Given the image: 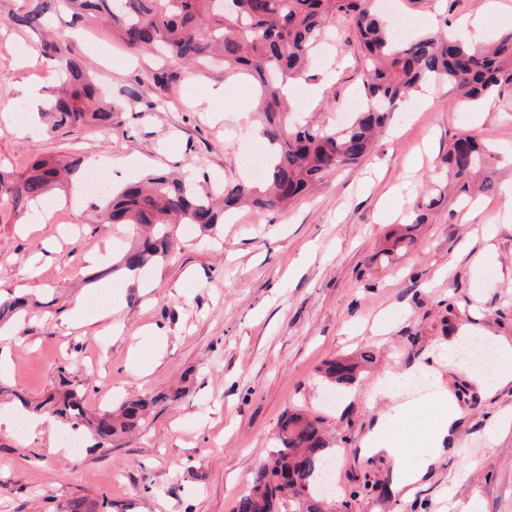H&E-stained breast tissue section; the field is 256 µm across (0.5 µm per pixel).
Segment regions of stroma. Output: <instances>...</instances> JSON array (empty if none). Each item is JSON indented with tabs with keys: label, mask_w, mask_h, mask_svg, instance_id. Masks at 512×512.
Here are the masks:
<instances>
[{
	"label": "stroma",
	"mask_w": 512,
	"mask_h": 512,
	"mask_svg": "<svg viewBox=\"0 0 512 512\" xmlns=\"http://www.w3.org/2000/svg\"><path fill=\"white\" fill-rule=\"evenodd\" d=\"M390 2L413 33L479 13L476 41L512 30V0L489 14L484 0ZM23 6L0 0V114L30 112L21 122L0 117V167L20 173L78 155L116 183L148 172L243 177L244 159L260 145L256 116L243 109L252 85L225 78L220 65L187 68L130 50L90 15L61 12L54 32L111 98L118 121L47 132L30 90H51L57 65L37 53L40 32L15 26ZM165 72L178 75L167 87L155 81ZM363 74L354 29L341 22L292 89L296 117L346 123ZM157 98L167 108L148 110ZM462 134L490 147L499 186L467 210L432 185L446 177L448 143ZM82 189L77 180L51 196L49 221L25 213L0 223V296L41 302L0 328V386L38 402L65 376L92 413L170 386L182 393L106 452L86 432L78 450H61L56 421L32 440L0 430V512H59L77 498L127 512H234L292 409L323 419L336 512H512V384L488 391L461 368L410 371L466 325L512 342V98L463 107L448 85H428L400 104L365 159L285 207L244 208L215 231L182 236L143 278L112 271L131 231L97 224ZM434 196L438 205L416 223ZM103 283L120 300L84 324L74 301ZM366 351L373 361L353 383L321 380L326 362ZM441 389L466 414L450 452L403 494L390 464L360 451L388 436L422 456ZM408 402L414 413L376 429L393 404Z\"/></svg>",
	"instance_id": "1"
}]
</instances>
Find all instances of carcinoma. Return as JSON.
<instances>
[{
	"mask_svg": "<svg viewBox=\"0 0 512 512\" xmlns=\"http://www.w3.org/2000/svg\"><path fill=\"white\" fill-rule=\"evenodd\" d=\"M62 7L104 15L129 48L150 52L162 47L191 66L218 53L224 77H246L257 87L259 135L267 149L263 184L226 179L210 185L192 175L148 173L138 182L111 188L95 206L98 223L136 228V241L122 256V265L131 272L145 269L154 256L171 254L180 225L212 231L243 204L277 209L340 167L358 162L402 100L424 83L448 84L459 104L512 93V31L492 45L432 32L396 41L371 0H28V9L15 16V23L40 30ZM342 20L353 26L367 58L362 79L367 109L340 128L290 121L284 88L303 78L326 29ZM40 51L60 69L53 100L40 112L47 130L65 134L88 125L112 128V104L100 99L98 86L70 46L46 36ZM491 159L488 147L471 135L448 145V176L462 207L470 204L479 177L480 191H497ZM83 172L79 157L40 160L18 176L0 170V221L7 211L20 214L41 205L61 189L60 176ZM24 304L22 297L0 299V323ZM354 370L355 365L335 360L327 364L324 377L345 384L354 379ZM177 398L176 392L159 390L117 411L102 409L90 416L63 376L55 393L34 405L22 399L20 407L73 430L86 427L92 448L101 449L112 447L114 437L142 428L154 408ZM326 450L320 418L285 413L279 447L268 450L234 512H324L319 482Z\"/></svg>",
	"mask_w": 512,
	"mask_h": 512,
	"instance_id": "1",
	"label": "carcinoma"
}]
</instances>
